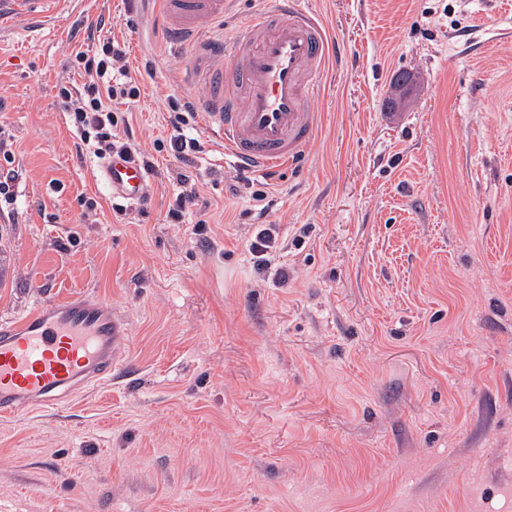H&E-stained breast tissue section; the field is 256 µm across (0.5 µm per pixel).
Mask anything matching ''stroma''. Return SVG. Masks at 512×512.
Wrapping results in <instances>:
<instances>
[{"instance_id": "1", "label": "stroma", "mask_w": 512, "mask_h": 512, "mask_svg": "<svg viewBox=\"0 0 512 512\" xmlns=\"http://www.w3.org/2000/svg\"><path fill=\"white\" fill-rule=\"evenodd\" d=\"M308 2L335 63L274 181L198 116L192 163L156 151L204 89L145 0L0 31V317L88 290L128 339L111 381L0 418V512H512V0ZM96 24L140 79V203L58 95ZM181 173L206 235L166 218ZM261 224L287 284L246 251Z\"/></svg>"}]
</instances>
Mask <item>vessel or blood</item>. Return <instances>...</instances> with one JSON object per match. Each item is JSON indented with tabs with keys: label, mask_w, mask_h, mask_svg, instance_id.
Wrapping results in <instances>:
<instances>
[{
	"label": "vessel or blood",
	"mask_w": 512,
	"mask_h": 512,
	"mask_svg": "<svg viewBox=\"0 0 512 512\" xmlns=\"http://www.w3.org/2000/svg\"><path fill=\"white\" fill-rule=\"evenodd\" d=\"M51 0H0V19H43ZM169 43L189 48L184 78L203 85L193 106L236 166L268 179L297 168L322 125L313 102L335 46L302 0H270L234 42L212 35L228 0H151ZM104 177L114 196L138 200L146 178L112 158ZM127 338L107 301L87 293L41 302L0 319V416L56 410L125 365Z\"/></svg>",
	"instance_id": "vessel-or-blood-1"
}]
</instances>
